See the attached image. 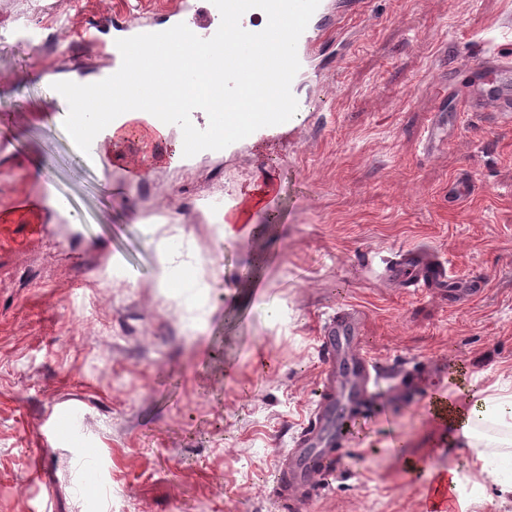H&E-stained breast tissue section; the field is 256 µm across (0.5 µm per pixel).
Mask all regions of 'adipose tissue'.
I'll return each instance as SVG.
<instances>
[{
	"instance_id": "obj_1",
	"label": "adipose tissue",
	"mask_w": 512,
	"mask_h": 512,
	"mask_svg": "<svg viewBox=\"0 0 512 512\" xmlns=\"http://www.w3.org/2000/svg\"><path fill=\"white\" fill-rule=\"evenodd\" d=\"M149 228L159 237L156 287L169 289L183 303H190L201 286L200 280L173 266L176 244L164 224L156 221ZM439 421L448 431L449 447L466 448L473 460L468 477H460L454 470L448 473L452 490L459 493L461 512H466L470 505L468 494L460 490L466 481L481 488L491 487L493 499L511 504L512 475L504 470L503 464L512 460V385L497 383L475 390L465 403L449 404Z\"/></svg>"
}]
</instances>
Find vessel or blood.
<instances>
[{"mask_svg": "<svg viewBox=\"0 0 512 512\" xmlns=\"http://www.w3.org/2000/svg\"><path fill=\"white\" fill-rule=\"evenodd\" d=\"M365 0H320L297 44L300 69L291 84L298 103H306L312 88L319 81V57L328 38L336 40L337 56L347 49V22L363 13ZM185 23L197 36L212 37L221 22L217 7L200 14L196 0H173L167 19L161 23L129 22L121 26L122 37L167 30ZM473 66L488 74L484 92L471 95L457 86H449L448 102L460 112H484L498 127L512 125V59L500 55H485L472 61ZM136 126L145 135L163 129L164 124L150 113L122 114L93 140L87 163H95L103 144H119L123 132ZM452 129L444 112H435L424 135L425 151H432L448 141ZM474 183L468 172H460L448 184V202L457 204L469 196ZM383 279L396 288L420 295L434 288L448 290L450 304L460 306L483 291L480 280L452 275L440 257H426L412 248L397 250L394 261L385 267ZM362 312L353 305L337 308L325 321L319 339V358L322 365L321 387L311 413L295 437L292 448L282 454L275 468L270 496L281 512H306L333 472L342 448L347 442L344 425L346 410L365 409L381 395L403 396L404 381L385 384V374L363 347L361 335ZM427 512H455L454 499L448 490L447 477L432 478L423 488Z\"/></svg>", "mask_w": 512, "mask_h": 512, "instance_id": "obj_1", "label": "vessel or blood"}]
</instances>
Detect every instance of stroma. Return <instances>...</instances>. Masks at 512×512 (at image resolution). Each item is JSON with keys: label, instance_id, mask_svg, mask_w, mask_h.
I'll return each instance as SVG.
<instances>
[{"label": "stroma", "instance_id": "35a3bbf8", "mask_svg": "<svg viewBox=\"0 0 512 512\" xmlns=\"http://www.w3.org/2000/svg\"><path fill=\"white\" fill-rule=\"evenodd\" d=\"M168 2L0 0V512H280L275 463L321 381L319 323L343 304L365 313L366 351L419 383L356 421L310 512H425L422 483L470 461L442 444L432 393L512 382V127L453 112L448 142L427 154L423 135L442 62L512 57V0H367L299 134L140 180L131 138L84 167L42 73H104L113 24L160 21ZM92 20L89 47L74 32ZM464 169L475 190L449 206ZM48 183L83 221L18 212ZM251 186L267 192L250 215L260 233L222 241L224 204ZM164 196L168 230L205 271L188 312L151 285L143 217ZM402 247L446 255L484 292L452 306L386 287ZM116 255L138 282L113 276ZM73 405L82 440L49 438L51 412ZM82 454L94 480L78 478Z\"/></svg>", "mask_w": 512, "mask_h": 512}]
</instances>
